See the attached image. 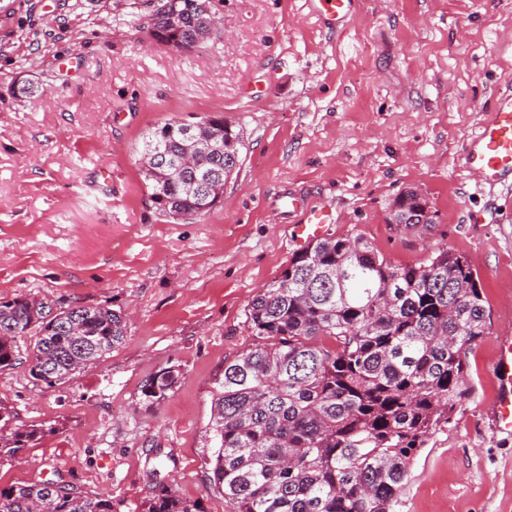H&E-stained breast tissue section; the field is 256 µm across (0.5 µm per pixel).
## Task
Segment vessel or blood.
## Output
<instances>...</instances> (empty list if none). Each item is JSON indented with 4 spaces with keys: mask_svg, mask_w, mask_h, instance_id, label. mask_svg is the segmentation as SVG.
Returning <instances> with one entry per match:
<instances>
[{
    "mask_svg": "<svg viewBox=\"0 0 512 512\" xmlns=\"http://www.w3.org/2000/svg\"><path fill=\"white\" fill-rule=\"evenodd\" d=\"M355 0H317V8L329 23L347 19ZM465 169L476 175L481 184L508 186L512 183V92L499 93L493 100L489 116L466 146ZM289 207L302 212L295 239L305 243L318 239L326 226L333 223L332 211L325 206L308 207L300 198L288 200ZM494 374L498 395L494 405L496 427L512 430V336L501 337Z\"/></svg>",
    "mask_w": 512,
    "mask_h": 512,
    "instance_id": "vessel-or-blood-1",
    "label": "vessel or blood"
}]
</instances>
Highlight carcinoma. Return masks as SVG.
<instances>
[{
	"instance_id": "obj_1",
	"label": "carcinoma",
	"mask_w": 512,
	"mask_h": 512,
	"mask_svg": "<svg viewBox=\"0 0 512 512\" xmlns=\"http://www.w3.org/2000/svg\"><path fill=\"white\" fill-rule=\"evenodd\" d=\"M195 40L200 0H163ZM243 140L221 116L169 120L141 151L162 163L142 170L164 217L207 214L205 175L224 186L240 168ZM194 167L182 165L186 154ZM399 223H433L416 194L394 202ZM485 299L467 259L448 249L393 265L359 236L325 238L297 253L251 300L255 343L224 363L213 393L215 449L209 478L230 512H397L410 467L448 424L466 392V354L489 335ZM35 336L29 372L59 384L125 340L122 313L105 305L54 309L48 301H0V370L19 360L18 340ZM180 371L149 377L142 394L166 399ZM0 404V447L27 448L38 428L8 427ZM0 512H116L112 499L64 481L0 491ZM145 512H203L165 490Z\"/></svg>"
}]
</instances>
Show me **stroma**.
I'll return each mask as SVG.
<instances>
[{"mask_svg":"<svg viewBox=\"0 0 512 512\" xmlns=\"http://www.w3.org/2000/svg\"><path fill=\"white\" fill-rule=\"evenodd\" d=\"M156 2L0 0V301L106 305L127 325L53 386L31 377L33 340H20L0 403L45 434L0 455V491L62 480L144 512L168 489L228 512L209 487L212 395L254 341L248 303L300 250L297 195L332 209L327 236H361L391 263L467 257L490 334L400 512H512V434L491 425L498 341L512 336V191L460 163L512 89V0H358L333 31L313 0H210L223 30L184 54L152 40ZM209 115L240 131V169L215 209L176 222L153 206L137 149L157 125ZM410 190L433 223H393ZM172 366L174 391L150 403L143 384Z\"/></svg>","mask_w":512,"mask_h":512,"instance_id":"stroma-1","label":"stroma"}]
</instances>
